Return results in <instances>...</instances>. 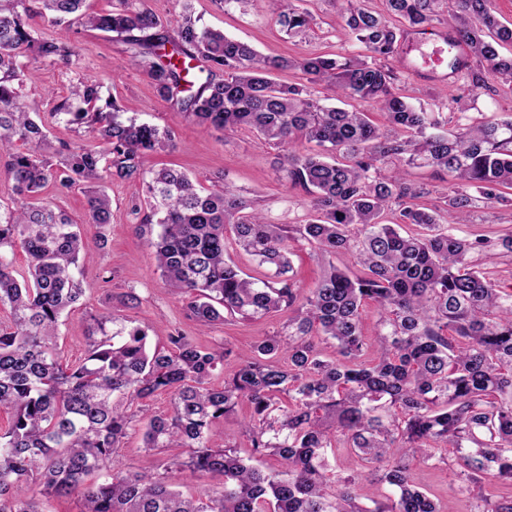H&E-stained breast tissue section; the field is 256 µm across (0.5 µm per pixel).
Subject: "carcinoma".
<instances>
[{
    "label": "carcinoma",
    "instance_id": "1",
    "mask_svg": "<svg viewBox=\"0 0 512 512\" xmlns=\"http://www.w3.org/2000/svg\"><path fill=\"white\" fill-rule=\"evenodd\" d=\"M159 16L148 0H118L107 13L86 0H0V159L20 205L0 209V512H39L29 496L37 478L48 497L78 495L81 512H446L415 488L408 473L448 448L457 476L476 499L474 512H512V499L485 493L512 485V284L501 285L470 261L500 246L468 238L456 225L467 210L509 202L512 120L464 125L452 138L442 107H468L465 96L415 106L394 91L391 60L404 37L433 23L469 62L453 65L474 95L488 80L512 82V58L495 44H512V27L492 13L493 0H456L441 17L442 0H389L404 27L336 0L341 30L366 55L265 57L252 46L200 23L188 0ZM304 0H271L288 34L305 33L312 16ZM33 16L79 35L89 28L122 44L124 63L140 67L170 111L207 128L245 126L287 152L286 179L307 196L302 224H271L226 183L206 188L172 169L147 170L142 157L175 146V133L135 118L103 83L79 78L50 116L85 128L90 143H53L46 126L22 102L27 72L48 62L78 68L75 45L29 24ZM298 71L302 81L279 82ZM337 98L374 101L393 134L369 113L328 107L317 87ZM314 151H303V142ZM394 164L392 175L380 165ZM427 164L455 174L444 206L414 203L423 190L403 168ZM139 181L146 198L137 230L152 245L165 284L188 298L187 313L207 329L225 316L243 320L285 313L282 330L259 339L220 385L212 383L233 354L181 333L162 347L117 312L90 316L88 349L74 365L61 361L57 327L82 295L78 275L92 248L79 225L39 197L48 188L84 187L90 224L111 223L106 184ZM421 229L401 233L402 225ZM316 257L347 256L355 270L329 264L303 293L285 277L290 242ZM27 270L14 264L17 249ZM242 249L276 271L267 279L242 273L229 250ZM380 308L375 345L364 342L360 309ZM288 354V365L277 356ZM171 396V411L155 414L147 401ZM246 405L242 427L255 454L279 461L262 469L231 447L214 443L216 426ZM143 420L144 448H165L164 473L115 467L123 439ZM350 448L371 465L368 481L391 493L365 507L360 474L330 472L328 450ZM188 480L223 478L214 495H186L167 470Z\"/></svg>",
    "mask_w": 512,
    "mask_h": 512
}]
</instances>
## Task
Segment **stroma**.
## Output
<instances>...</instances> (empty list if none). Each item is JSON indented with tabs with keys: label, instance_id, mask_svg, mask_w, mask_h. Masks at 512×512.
<instances>
[{
	"label": "stroma",
	"instance_id": "35a3bbf8",
	"mask_svg": "<svg viewBox=\"0 0 512 512\" xmlns=\"http://www.w3.org/2000/svg\"><path fill=\"white\" fill-rule=\"evenodd\" d=\"M196 15L206 26L218 29L235 39L247 42L269 56H301L313 53L352 55L360 50L354 40L339 31L334 0H306L305 7L313 22L303 39L288 38L271 12L269 0H251L247 6L224 5L222 0H192ZM79 56L78 72L88 80L102 82L104 93L121 101L129 115L138 120L174 129V148L147 154L145 169L175 167L199 176L205 183L219 178L228 181L255 201L275 224H300L307 217L303 191L291 188L285 179L283 152L261 142L246 128L224 132L208 130L169 112L156 97L142 69L124 65L121 46L111 36L85 31L73 38ZM443 41H422L409 36L402 43L401 63L395 64L396 90L413 102L431 106L443 95L463 94V87L443 81L424 82L406 68L413 62L428 66ZM70 76L63 69L37 65L29 71L23 98L31 108L46 117L51 140L79 141V133L50 119L48 92L66 96ZM512 117V83L489 81L467 113L473 121L500 120ZM107 191L112 198V222L105 229L106 243L95 250L80 274L84 294L59 327L58 344L62 361L78 362L87 349V323L90 315L107 313L119 306L122 293L132 290L139 297L136 307L127 309L134 324L145 328L152 343L166 344L168 336L181 331L199 343H229L238 356L251 354L254 343L281 329L283 316H266L253 320L231 319L201 334L188 318L184 300L166 288L156 267L154 250L145 237L136 232L140 217L134 205L143 203L145 194L140 183L115 182ZM461 234L483 235L498 239L512 234V207L496 206L471 209L470 221L461 225ZM410 482L440 503L451 504L454 512H472L473 499L460 487L453 469L433 461L415 465Z\"/></svg>",
	"mask_w": 512,
	"mask_h": 512
}]
</instances>
